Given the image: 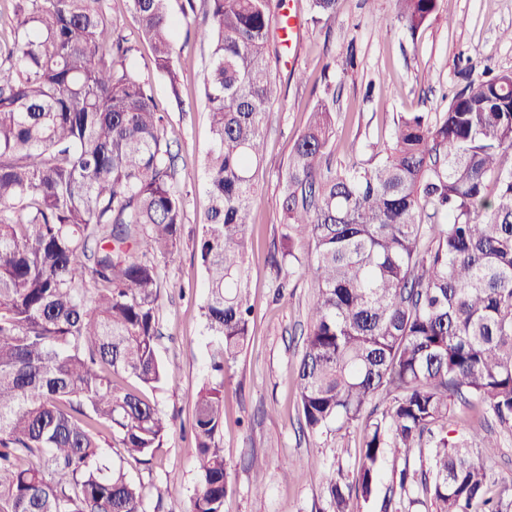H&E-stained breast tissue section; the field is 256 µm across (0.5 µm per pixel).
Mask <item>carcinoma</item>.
I'll return each mask as SVG.
<instances>
[{
	"label": "carcinoma",
	"instance_id": "cac0c4a2",
	"mask_svg": "<svg viewBox=\"0 0 512 512\" xmlns=\"http://www.w3.org/2000/svg\"><path fill=\"white\" fill-rule=\"evenodd\" d=\"M105 2L15 0L0 76V512H146V487L106 461L102 434L148 463L172 429L140 387L170 378L157 354L159 262L178 250L185 198L165 113ZM338 2L308 0L311 21H329ZM445 2L394 0L395 18L414 36ZM281 4L206 0L210 24L198 31L211 48L212 145L196 248L218 373L252 335L247 229L270 49L288 29ZM129 6L182 105L169 0ZM335 104L327 85L280 182L276 291L298 271L317 283L295 386L316 436L362 420L379 391L394 397L366 421L352 482L315 475L334 512L370 500L388 466L411 504L422 494L441 512H512V496L488 495L468 444L448 437L452 394L512 426V168L501 162L512 153V71L468 81L440 119L397 115L389 142L364 145L366 160H334ZM193 412L189 512H223L224 381L203 383ZM389 448H423L428 466L399 470Z\"/></svg>",
	"mask_w": 512,
	"mask_h": 512
}]
</instances>
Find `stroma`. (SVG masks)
I'll return each mask as SVG.
<instances>
[{"label": "stroma", "mask_w": 512, "mask_h": 512, "mask_svg": "<svg viewBox=\"0 0 512 512\" xmlns=\"http://www.w3.org/2000/svg\"><path fill=\"white\" fill-rule=\"evenodd\" d=\"M298 26L292 43L272 58L274 94L267 118L265 162L249 227L247 284L253 308L254 335L235 363L224 371V428L220 443L228 465L224 512H332L323 488L307 470L287 472L289 460L340 471L352 478L359 468L363 423L327 438L310 437L300 420L294 377L307 329L306 315L316 289L310 275L295 273L284 294L274 288L276 270L270 257L281 247L280 178L288 153L302 132L316 93L331 87L336 94L334 157L344 161L351 146L386 142L393 119L401 112L441 115L454 91L486 69L512 71V0H450L417 35H409L394 17L392 0H340L332 21L319 26L307 18L306 0H290ZM209 21L196 11L180 25L175 50L182 72V107H170L165 128L178 154L176 180L186 195L182 243L163 263L161 337L158 353L170 371L168 381L146 390L151 402L173 417L165 448L150 465L136 462L103 435L108 454L127 478L144 484L148 512H187L193 493L197 458L192 441L193 400L211 377L215 342L201 316L204 271L195 243L208 209L203 189V161L211 141L203 99V76L209 48L195 36ZM354 54V70L342 72L337 62ZM382 90L370 95L371 80ZM450 435L474 433L498 441L487 462L492 491H512V428L486 416L478 404L450 400ZM263 462L254 469L250 455ZM391 476H384L367 501L352 499L353 512H440L437 502L421 498L409 510L390 502Z\"/></svg>", "instance_id": "1"}]
</instances>
